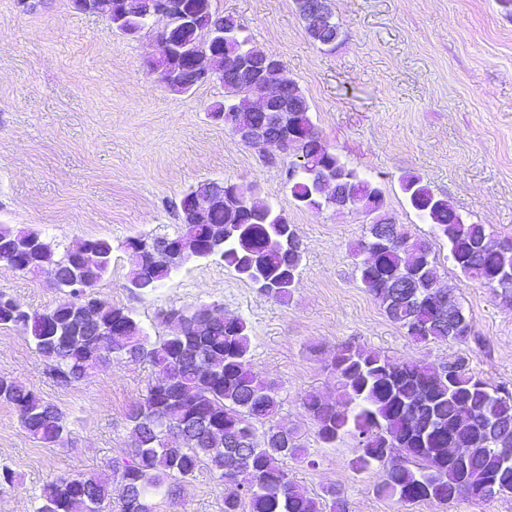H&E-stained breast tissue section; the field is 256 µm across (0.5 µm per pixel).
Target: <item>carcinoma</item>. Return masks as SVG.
Masks as SVG:
<instances>
[{"mask_svg": "<svg viewBox=\"0 0 512 512\" xmlns=\"http://www.w3.org/2000/svg\"><path fill=\"white\" fill-rule=\"evenodd\" d=\"M183 9L186 23L176 46L188 56L208 42L211 65L229 71L224 44L211 43L217 27L237 29L240 53L260 58L266 52L251 45L238 17L219 15L211 0H170ZM112 25L122 33L138 21L112 8ZM224 102L212 111L224 113V124L261 127L283 136L291 123L300 138L290 145L285 183L294 201L318 209L321 177L330 172L356 207L373 213L367 235L355 246L359 279L379 301L387 317L417 343L467 342L472 322L464 311L439 304L435 258L425 240L414 239L395 222L380 189L323 143L312 120L311 107L300 89L288 87L287 99L296 111L274 120L268 112H239L245 96L242 84L224 78ZM256 186L233 184L224 208L210 213L206 224H180L211 245L224 237L219 257L224 265L277 301L290 297L303 258V243L291 248L288 234L298 233L288 216L268 204L253 201ZM401 189L411 208L448 242V258L466 277L481 281L512 304V240L497 238L484 224H461L448 200L436 195L421 178L402 179ZM37 240L23 229L0 225V250ZM126 240L132 263L130 282L144 294L164 283L163 270L151 265L144 252ZM92 246L102 264L85 267L80 256ZM112 243L86 240L60 255L49 248L25 254L17 261L28 272L61 276L59 290L67 298L45 311L15 313L0 306V326L19 329L48 363L49 374L63 385L84 380L98 366L116 362L149 363L163 375L128 415L130 459L110 466L103 476L59 477L47 483L35 512H110L112 485L121 489V512L140 500V512H155L153 499H173L175 488L194 477L200 466L224 483V512H347V502L334 489L320 501L296 485L284 467L287 458L302 455L296 433L273 424L279 401L274 384L258 379L251 368L250 336L241 319H224V306L186 307L183 330L157 342L121 307L99 301L94 322L84 330L74 325L84 288H93L107 273ZM338 397L327 401L316 392L303 405L316 426L319 440L331 447L348 436L356 442L355 471H385L376 488L381 496L403 503H451L465 497L486 501L512 494V392L477 378L469 359L458 356L441 366L398 361L351 343L336 349L331 362ZM0 401L11 404L24 431L33 439L55 445L65 432L63 413L36 392L0 376ZM269 424L263 445H249L254 423ZM398 450L407 463H394Z\"/></svg>", "mask_w": 512, "mask_h": 512, "instance_id": "obj_1", "label": "carcinoma"}]
</instances>
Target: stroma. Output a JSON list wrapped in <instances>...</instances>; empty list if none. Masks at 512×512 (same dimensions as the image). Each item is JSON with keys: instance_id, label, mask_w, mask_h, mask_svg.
Masks as SVG:
<instances>
[{"instance_id": "stroma-1", "label": "stroma", "mask_w": 512, "mask_h": 512, "mask_svg": "<svg viewBox=\"0 0 512 512\" xmlns=\"http://www.w3.org/2000/svg\"><path fill=\"white\" fill-rule=\"evenodd\" d=\"M239 16L252 42L280 56L288 79L311 105L323 142L377 184L396 223L429 241L440 284L469 314L474 340L416 343L363 288L353 245L367 232L355 210L296 207L284 185L288 159L242 143L208 112L224 89L203 83L170 91L151 74L153 35L130 37L70 0H39L19 12L0 0V224L38 232L50 243L112 240L109 272L95 294L131 311L150 338L170 334L172 308L218 303L250 329L251 364L274 382L275 418L295 430L305 452L287 459L310 495L339 490L349 512H512V494L404 504L377 494L382 469L356 472L352 439L319 442L301 397L336 395L329 367L350 342L397 360L439 365L457 355L490 385L512 389V304L463 276L445 240L408 205L400 187L419 176L467 222L512 239V12L500 0H331L342 27L336 46L313 43L294 0H215ZM257 185L262 201L285 211L305 251L296 287L278 302L220 259L193 260L152 294L133 296L121 242L144 232L175 235L184 193L209 180ZM0 294L30 311L62 299L45 276L0 264ZM0 375L56 406L68 432L48 447L32 439L15 409L0 402V512H34L44 485L67 475L106 474L128 459V413L157 379L146 363L114 362L83 381L58 384L27 337L0 327ZM156 512H224V488L208 469Z\"/></svg>"}]
</instances>
